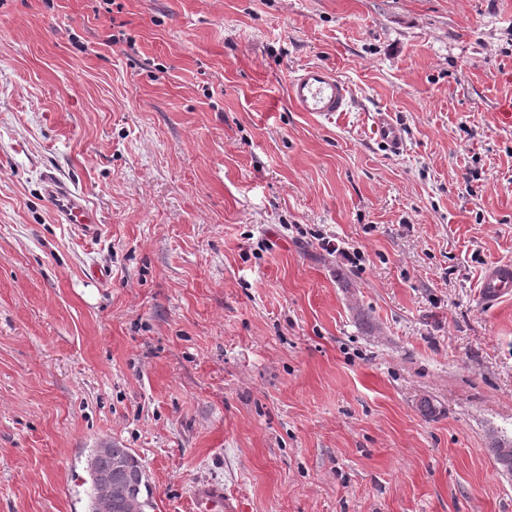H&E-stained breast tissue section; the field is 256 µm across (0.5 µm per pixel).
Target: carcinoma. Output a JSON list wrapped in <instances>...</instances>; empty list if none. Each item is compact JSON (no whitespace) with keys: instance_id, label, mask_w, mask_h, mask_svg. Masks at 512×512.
I'll use <instances>...</instances> for the list:
<instances>
[{"instance_id":"carcinoma-1","label":"carcinoma","mask_w":512,"mask_h":512,"mask_svg":"<svg viewBox=\"0 0 512 512\" xmlns=\"http://www.w3.org/2000/svg\"><path fill=\"white\" fill-rule=\"evenodd\" d=\"M122 455L126 458V466L122 471L112 469V455ZM87 469L91 479L90 512H125L112 502H104L97 496L96 486L103 479L113 482L134 481L138 484V496L143 502L144 509L153 508L152 491L143 464L130 448L113 445L111 452L100 454L92 452L87 460Z\"/></svg>"}]
</instances>
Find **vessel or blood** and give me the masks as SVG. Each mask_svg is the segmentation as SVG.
Returning <instances> with one entry per match:
<instances>
[{
	"instance_id": "obj_1",
	"label": "vessel or blood",
	"mask_w": 512,
	"mask_h": 512,
	"mask_svg": "<svg viewBox=\"0 0 512 512\" xmlns=\"http://www.w3.org/2000/svg\"><path fill=\"white\" fill-rule=\"evenodd\" d=\"M288 99L298 111L330 119L336 113L348 111L351 103L348 86L338 77L334 68L326 65L303 67L288 81ZM379 140L393 150L404 144L401 129L387 117L375 122ZM45 192L51 199L60 223L77 224L88 233H96L100 218L90 208L76 186L67 184L55 175H46ZM479 295L483 303L493 305L512 296V265H489L480 282ZM195 512H236L232 497L225 495L223 487L203 484L193 494Z\"/></svg>"
}]
</instances>
